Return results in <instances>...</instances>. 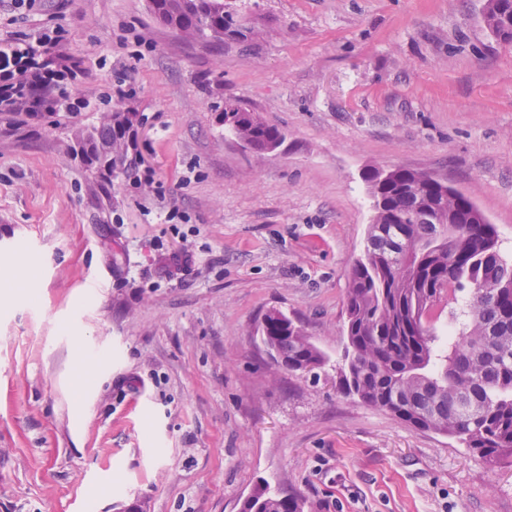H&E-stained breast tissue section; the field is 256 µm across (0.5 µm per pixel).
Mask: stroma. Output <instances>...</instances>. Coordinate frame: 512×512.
Instances as JSON below:
<instances>
[{
  "mask_svg": "<svg viewBox=\"0 0 512 512\" xmlns=\"http://www.w3.org/2000/svg\"><path fill=\"white\" fill-rule=\"evenodd\" d=\"M250 36L187 42L148 0H0V48L62 30L72 111L0 127V512H239L267 483L319 512H512V467L273 364L268 311L337 360L373 219L365 174L445 178L512 259V46L487 0H230ZM284 136L257 155L227 104ZM133 112L132 162L71 149ZM100 354L75 393L79 350ZM33 269L31 268L30 262L23 258L18 257L16 263H10L1 267L0 269V288H15L16 286L23 285L24 292L19 293L14 291L26 298H30L33 294L34 279Z\"/></svg>",
  "mask_w": 512,
  "mask_h": 512,
  "instance_id": "stroma-1",
  "label": "stroma"
}]
</instances>
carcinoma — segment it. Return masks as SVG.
<instances>
[{
  "mask_svg": "<svg viewBox=\"0 0 512 512\" xmlns=\"http://www.w3.org/2000/svg\"><path fill=\"white\" fill-rule=\"evenodd\" d=\"M491 18L512 22V0H489ZM166 23L188 40H209L224 22V0H199L190 12H172ZM69 63L45 50L39 67L23 77L12 101L0 105V124L19 131L30 109L70 110L47 76ZM257 150L281 133L254 113H233L227 124ZM83 145L88 166L98 165L97 146L119 141L126 130L103 122ZM376 201L363 258L353 265L346 291L347 345L340 385L367 406L415 428L445 434L491 466L512 465V262L498 248L495 225L480 218L475 203L406 168L369 171ZM448 301V329L436 314ZM261 335L280 366L311 373L328 356L280 311L265 314ZM240 512H318L316 503L268 485L257 487Z\"/></svg>",
  "mask_w": 512,
  "mask_h": 512,
  "instance_id": "1",
  "label": "carcinoma"
}]
</instances>
